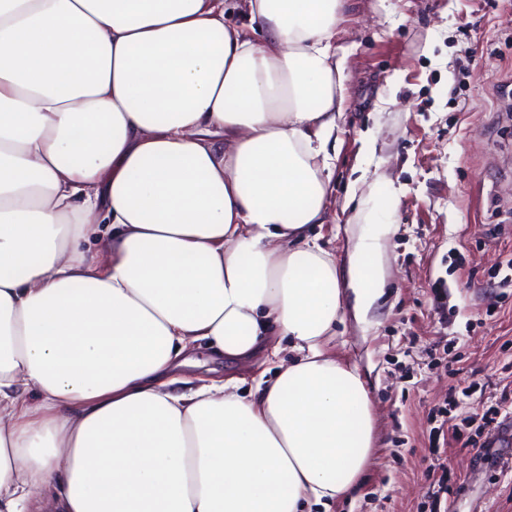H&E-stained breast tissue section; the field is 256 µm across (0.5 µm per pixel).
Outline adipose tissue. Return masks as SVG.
I'll return each instance as SVG.
<instances>
[{
	"instance_id": "obj_1",
	"label": "adipose tissue",
	"mask_w": 512,
	"mask_h": 512,
	"mask_svg": "<svg viewBox=\"0 0 512 512\" xmlns=\"http://www.w3.org/2000/svg\"><path fill=\"white\" fill-rule=\"evenodd\" d=\"M347 0H0V512H310L374 442L324 224ZM287 338V346L277 337ZM204 345L277 374L181 373ZM292 355L280 362L282 350ZM38 402H31V394Z\"/></svg>"
}]
</instances>
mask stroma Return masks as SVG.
<instances>
[{
	"instance_id": "1",
	"label": "stroma",
	"mask_w": 512,
	"mask_h": 512,
	"mask_svg": "<svg viewBox=\"0 0 512 512\" xmlns=\"http://www.w3.org/2000/svg\"><path fill=\"white\" fill-rule=\"evenodd\" d=\"M344 60V113L321 245L346 264L374 210L382 295L363 318L345 308L330 350L360 369L374 407V449L359 487L330 512H512V422L485 453L449 441L446 492L429 471L432 416L449 388L478 382L512 399V0H350L333 39ZM375 147L364 152L363 133ZM187 372L240 379L271 361L192 351Z\"/></svg>"
}]
</instances>
